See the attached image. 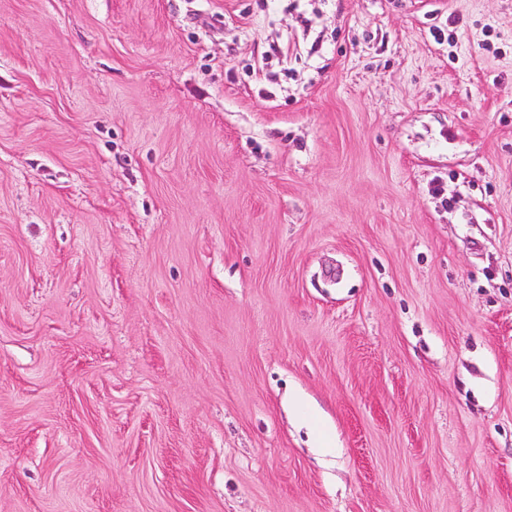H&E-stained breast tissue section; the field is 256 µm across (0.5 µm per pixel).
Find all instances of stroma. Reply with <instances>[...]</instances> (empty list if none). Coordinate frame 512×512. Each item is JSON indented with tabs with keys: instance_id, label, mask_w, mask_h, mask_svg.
<instances>
[{
	"instance_id": "1",
	"label": "stroma",
	"mask_w": 512,
	"mask_h": 512,
	"mask_svg": "<svg viewBox=\"0 0 512 512\" xmlns=\"http://www.w3.org/2000/svg\"><path fill=\"white\" fill-rule=\"evenodd\" d=\"M0 512H512V0H0Z\"/></svg>"
}]
</instances>
